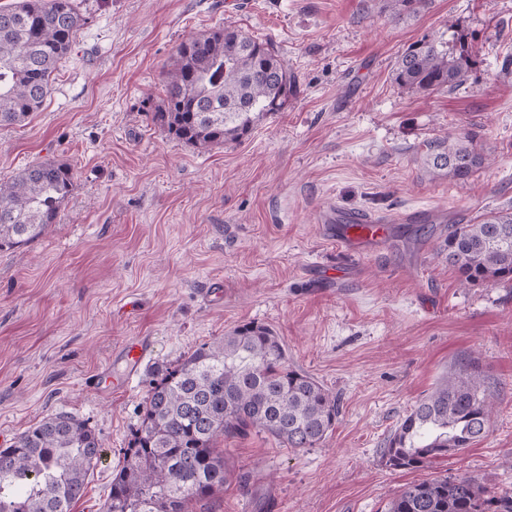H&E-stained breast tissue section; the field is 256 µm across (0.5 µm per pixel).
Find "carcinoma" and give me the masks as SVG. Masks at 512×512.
<instances>
[{"label": "carcinoma", "instance_id": "1", "mask_svg": "<svg viewBox=\"0 0 512 512\" xmlns=\"http://www.w3.org/2000/svg\"><path fill=\"white\" fill-rule=\"evenodd\" d=\"M426 0H387L415 13ZM84 24L75 0H17L0 7V126L24 122L50 94L53 74ZM470 60L462 45L420 42L397 60L399 86L420 92L461 83ZM156 113L173 138L200 149L241 140L295 93L288 66L267 42L226 26L186 40L165 72ZM484 162L473 146L448 135L426 145V172L467 182ZM73 169L42 162L0 182V251L24 246L57 223ZM444 250L464 282L512 281V211L450 224ZM494 394L474 361L453 367L382 448L395 469L415 470L465 453L485 438ZM339 416L338 398L290 366L281 339L247 323L195 349L155 381L141 425L112 479L107 512H189L224 489L231 471L221 438L264 433L287 448L320 444ZM99 435L64 412L47 417L0 448V512H71L101 456ZM512 512V493L490 500L472 478L438 475L407 485L387 512Z\"/></svg>", "mask_w": 512, "mask_h": 512}]
</instances>
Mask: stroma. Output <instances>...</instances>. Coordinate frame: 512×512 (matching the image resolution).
<instances>
[{"label":"stroma","mask_w":512,"mask_h":512,"mask_svg":"<svg viewBox=\"0 0 512 512\" xmlns=\"http://www.w3.org/2000/svg\"><path fill=\"white\" fill-rule=\"evenodd\" d=\"M85 19L42 108L0 126V181L71 166L56 224L0 252V448L66 412L103 439L73 512H104L123 448L165 368L234 327L271 328L288 362L340 401L316 447L221 440L233 477L191 512H385L407 484L466 475L512 490V283L462 284L439 257L452 222L512 207V0H76ZM233 26L269 43L297 86L241 141L198 150L154 119L177 46ZM456 35L471 66L454 89L392 78L420 41ZM454 134L485 162L431 177L427 142ZM389 218V236L343 252L330 205ZM151 337L126 386L89 377ZM476 360L498 395L489 435L417 470L386 438L448 369ZM246 476L241 490L238 476Z\"/></svg>","instance_id":"stroma-1"}]
</instances>
